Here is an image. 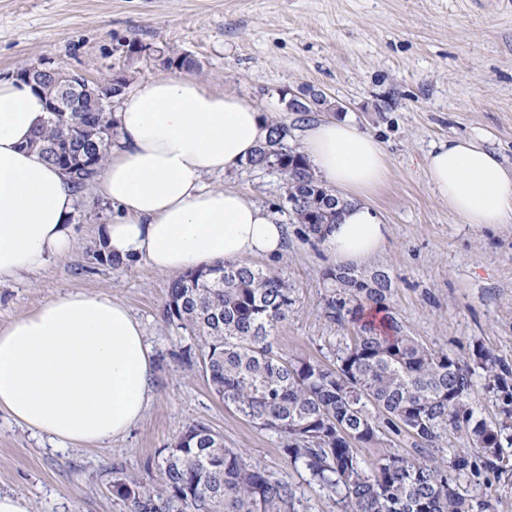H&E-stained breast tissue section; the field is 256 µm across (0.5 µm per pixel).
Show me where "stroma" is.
Returning <instances> with one entry per match:
<instances>
[{"label": "stroma", "mask_w": 512, "mask_h": 512, "mask_svg": "<svg viewBox=\"0 0 512 512\" xmlns=\"http://www.w3.org/2000/svg\"><path fill=\"white\" fill-rule=\"evenodd\" d=\"M140 44L195 58L198 80L254 100L290 126L291 144H300L306 117L286 103L309 86L324 92L329 116L380 140L389 175L368 203L388 236L364 268L389 272L398 318L428 347L463 354L480 345L512 366V223H463L424 169L434 145L477 132L512 167V0H0V78L51 61L131 89L165 73L155 57L133 54ZM210 183L249 193L287 224L283 256L258 262L295 290L277 346L333 361L353 334L324 314L322 274L333 261L322 242L289 223L279 175L245 165ZM111 221L109 202L80 192L75 249L0 284V325L67 291L112 295L140 320L153 349L146 415L120 438L55 448L0 413V493L24 495L31 512H127L112 494L113 467L155 482L148 461L202 423L225 447L299 486L306 512H338L289 466L276 435L227 408L180 359L187 340L163 316L171 276L142 261L101 260Z\"/></svg>", "instance_id": "35a3bbf8"}]
</instances>
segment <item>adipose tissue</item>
<instances>
[{
  "label": "adipose tissue",
  "instance_id": "adipose-tissue-1",
  "mask_svg": "<svg viewBox=\"0 0 512 512\" xmlns=\"http://www.w3.org/2000/svg\"><path fill=\"white\" fill-rule=\"evenodd\" d=\"M49 118L30 85L0 79V283L68 254L77 191L65 173L28 149ZM112 152L92 185L112 205L103 240L121 259L178 274L218 261L282 255L288 227L248 195L206 185L238 169L272 126L255 103L199 80L139 82L113 112ZM481 134L440 142L426 156L428 182L466 224L512 223V170ZM302 150L346 207L324 242L338 263L382 250L387 228L366 202L385 182L382 145L349 119L321 117ZM152 349L139 320L111 295L68 291L0 326V412L63 446L125 435L150 400Z\"/></svg>",
  "mask_w": 512,
  "mask_h": 512
}]
</instances>
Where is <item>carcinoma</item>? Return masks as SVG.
Returning a JSON list of instances; mask_svg holds the SVG:
<instances>
[{"instance_id":"cac0c4a2","label":"carcinoma","mask_w":512,"mask_h":512,"mask_svg":"<svg viewBox=\"0 0 512 512\" xmlns=\"http://www.w3.org/2000/svg\"><path fill=\"white\" fill-rule=\"evenodd\" d=\"M166 68L199 70L188 55L143 47ZM112 108L61 117L50 114L30 148L59 168L54 147L72 143L68 169L78 189L93 184L112 148ZM287 124L273 122L271 135L248 165L280 176L290 223L324 239L341 203L312 171L307 157L289 145ZM323 279L334 288L325 314L352 325L354 336L333 364L279 351L275 333L295 304L294 288L271 270L250 263L218 262L173 280L165 318L193 343L182 350L192 367L201 365L212 391L261 429L282 439L290 466L305 474L339 506V512H495L485 495L474 496L462 480L474 482L481 469L502 470L512 449V368L483 346L468 356L429 348L410 336L393 311L392 280L383 269L328 268ZM480 369L501 414L482 416L472 397ZM465 439L471 454L448 464L425 453ZM388 444L367 462L359 444ZM410 451L402 453L399 448ZM158 480L145 484L112 468V492L127 512H301L296 485L274 478L259 464L224 447L223 438L203 424L183 430L174 446L158 453Z\"/></svg>"}]
</instances>
